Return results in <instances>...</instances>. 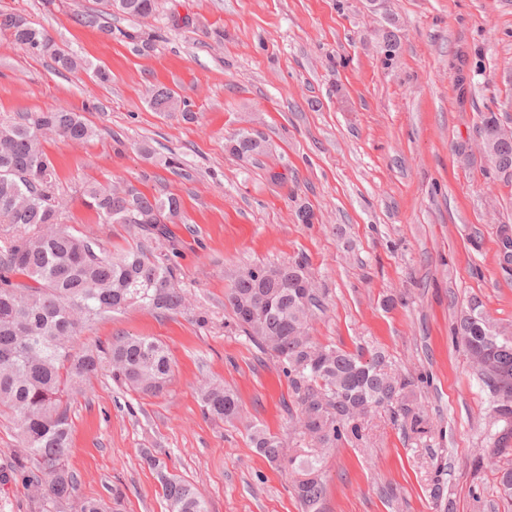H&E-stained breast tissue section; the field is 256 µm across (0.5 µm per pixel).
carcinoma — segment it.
Returning a JSON list of instances; mask_svg holds the SVG:
<instances>
[{
  "instance_id": "carcinoma-1",
  "label": "carcinoma",
  "mask_w": 512,
  "mask_h": 512,
  "mask_svg": "<svg viewBox=\"0 0 512 512\" xmlns=\"http://www.w3.org/2000/svg\"><path fill=\"white\" fill-rule=\"evenodd\" d=\"M130 16H145L155 0H106ZM0 34L21 49L47 55L60 71L73 72L81 63L70 50L58 46L47 31L24 16L0 12ZM157 112H175L180 103L167 88L151 98ZM484 152L498 170L512 169V133L495 113L482 116L479 127ZM57 136L86 142L96 135L80 114L65 108L21 115L0 123V224L15 237L0 250V413L9 416L17 431L15 469L32 481L36 494L74 512H112L102 499L76 496L77 480L69 467L71 421L66 397L103 371L127 389L157 397L167 391L172 373L168 349L140 336H119L106 344L72 351L73 340L85 329L113 313L140 308L176 313L184 296L175 287L167 258L143 245L116 256L98 239L76 235L63 218L55 194V170L43 152L41 138ZM234 151H261V142L244 134ZM84 204L106 224H124L129 215L139 219L141 231L170 238L167 222L176 217L177 197L148 196L134 186L123 195L112 187L89 184ZM286 283L265 288L260 273L249 267L238 273L227 293L234 319L248 339L270 353L286 369L300 410L301 433L311 435L320 448H334L342 439L358 436V419L377 407L418 429L423 418L415 382L387 372L384 351L369 358L333 345H318L309 336L316 291L301 262L282 265ZM308 287H300V283ZM461 337L471 363L492 398L491 411L502 424L494 434L491 456L512 453V336L500 330L481 309L479 301L460 319ZM203 411L215 421L240 416L237 394L220 381L199 386ZM250 443L272 464H298L293 485L302 512H321L326 489L317 478L320 459L287 457L282 440L263 428L251 427ZM148 467L159 481L168 512H208L207 503L189 481L172 474L161 459L147 450ZM499 496L512 501V468L498 476Z\"/></svg>"
}]
</instances>
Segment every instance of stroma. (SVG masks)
Here are the masks:
<instances>
[{"label": "stroma", "mask_w": 512, "mask_h": 512, "mask_svg": "<svg viewBox=\"0 0 512 512\" xmlns=\"http://www.w3.org/2000/svg\"><path fill=\"white\" fill-rule=\"evenodd\" d=\"M0 10L40 23L82 63L61 74L0 36V117L64 105L96 129L86 143H42L67 224L114 253L144 242L167 255L186 298L180 313L130 309L77 338L82 348L147 336L173 362L161 396L107 375L71 396L78 497L108 501L117 487V512H166L149 448L209 512H301L295 473L248 438L257 425L291 454L309 450L288 377L225 304L242 269L300 261L322 299L314 341L384 350L418 379L426 418L417 434L380 409L360 440L327 450L322 512H512L497 494L512 455L484 457L491 398L454 334L473 299L512 331V267L499 260L512 175L486 160L479 136L487 112L512 128V0H158L143 18L102 0H0ZM160 87L186 111H154ZM243 133L263 153L233 152ZM90 183L177 196L172 241L99 223L82 203ZM205 379L238 394L242 420L203 415ZM17 446L0 417V512H46L13 467Z\"/></svg>", "instance_id": "obj_1"}]
</instances>
